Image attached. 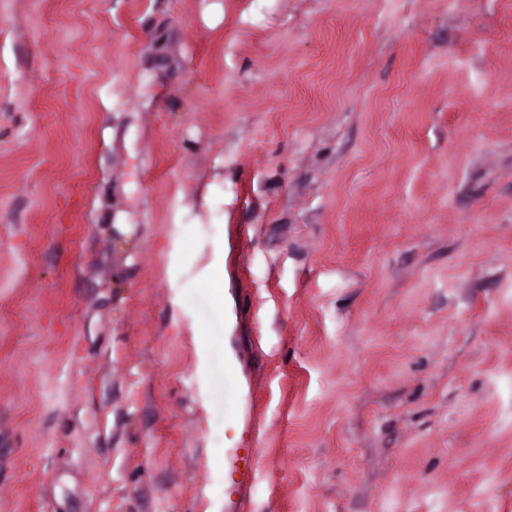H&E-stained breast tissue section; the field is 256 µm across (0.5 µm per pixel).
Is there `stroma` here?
Masks as SVG:
<instances>
[{
	"mask_svg": "<svg viewBox=\"0 0 512 512\" xmlns=\"http://www.w3.org/2000/svg\"><path fill=\"white\" fill-rule=\"evenodd\" d=\"M512 512V0H0V512ZM224 246H217L213 252L212 260L207 268L205 280L202 283V295L208 298L212 313L206 319L203 328L194 327V336H200L204 352L201 356L204 367L207 365L205 353L208 344L205 336H209L208 323L220 322L224 329ZM211 357L220 371L224 374V418L221 420V426L224 433V423L231 418H238V408L235 410L231 404V396L237 394L239 396L243 388V379L241 377L236 354L232 347L228 346V350H224V365L221 356L218 354V344L216 336H210Z\"/></svg>",
	"mask_w": 512,
	"mask_h": 512,
	"instance_id": "35a3bbf8",
	"label": "stroma"
}]
</instances>
